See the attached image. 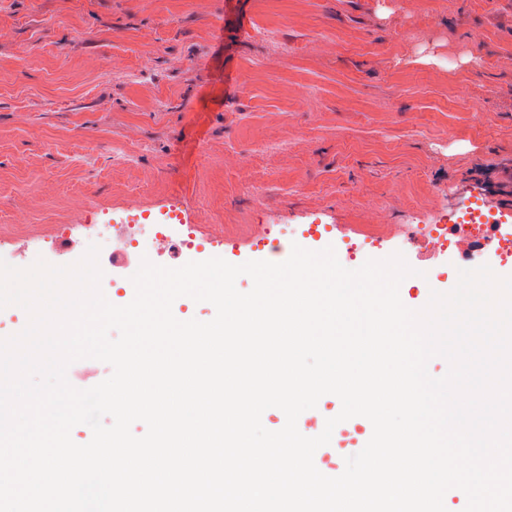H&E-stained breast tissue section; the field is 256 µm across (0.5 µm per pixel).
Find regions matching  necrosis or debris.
<instances>
[{
	"mask_svg": "<svg viewBox=\"0 0 512 512\" xmlns=\"http://www.w3.org/2000/svg\"><path fill=\"white\" fill-rule=\"evenodd\" d=\"M443 211L444 200L438 196L420 212L417 223L367 225L363 238L348 243L346 258L356 260L358 255L386 240L392 242L394 251L401 252L406 243L413 241L422 251L441 259L451 254L461 256L470 253L474 256V266L486 264L504 271L512 268V236L508 237L506 246H495L491 253L477 251L478 246L490 241L496 232V215L482 196H475L459 206L457 224L437 223L436 218ZM176 233L181 235L183 246L191 254L224 244L230 238L223 224L209 225L206 234L199 237L193 228L159 222L150 212L143 211L129 215L120 243L123 250L147 256L157 251L166 252L172 235Z\"/></svg>",
	"mask_w": 512,
	"mask_h": 512,
	"instance_id": "necrosis-or-debris-1",
	"label": "necrosis or debris"
}]
</instances>
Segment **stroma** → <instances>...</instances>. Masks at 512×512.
<instances>
[{
    "instance_id": "1",
    "label": "stroma",
    "mask_w": 512,
    "mask_h": 512,
    "mask_svg": "<svg viewBox=\"0 0 512 512\" xmlns=\"http://www.w3.org/2000/svg\"><path fill=\"white\" fill-rule=\"evenodd\" d=\"M511 179L512 0H0V247L27 260L174 204L340 249Z\"/></svg>"
}]
</instances>
